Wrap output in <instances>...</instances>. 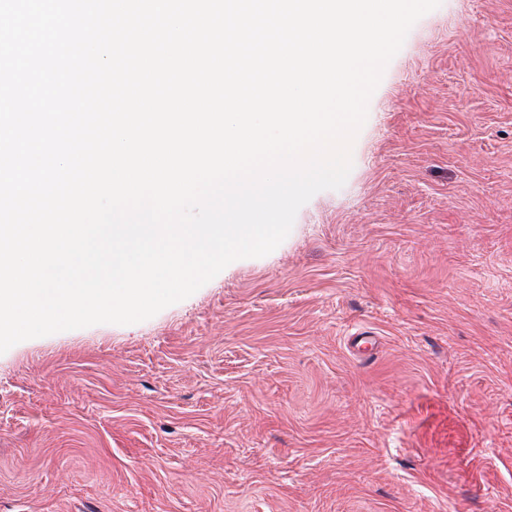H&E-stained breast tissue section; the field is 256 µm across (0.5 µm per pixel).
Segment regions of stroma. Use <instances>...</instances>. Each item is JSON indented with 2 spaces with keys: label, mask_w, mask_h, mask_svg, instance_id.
<instances>
[{
  "label": "stroma",
  "mask_w": 512,
  "mask_h": 512,
  "mask_svg": "<svg viewBox=\"0 0 512 512\" xmlns=\"http://www.w3.org/2000/svg\"><path fill=\"white\" fill-rule=\"evenodd\" d=\"M345 185L134 324L0 354V512H512V0H442Z\"/></svg>",
  "instance_id": "35a3bbf8"
}]
</instances>
